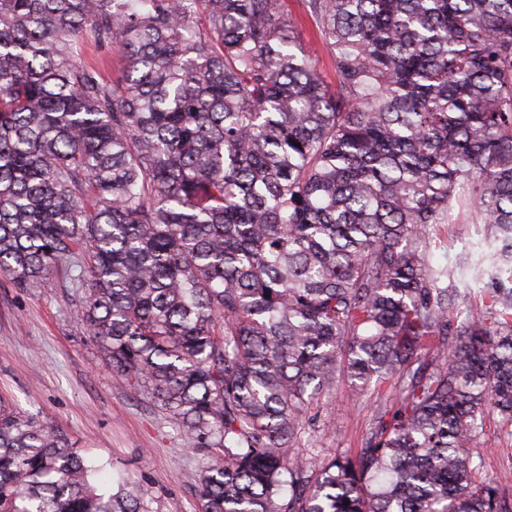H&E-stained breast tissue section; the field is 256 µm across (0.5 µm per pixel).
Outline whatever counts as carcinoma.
<instances>
[{
  "label": "carcinoma",
  "instance_id": "cac0c4a2",
  "mask_svg": "<svg viewBox=\"0 0 512 512\" xmlns=\"http://www.w3.org/2000/svg\"><path fill=\"white\" fill-rule=\"evenodd\" d=\"M305 2L334 85L283 0H0V273L77 272L105 365L210 450L202 512H512L472 451L489 406L512 435V0ZM457 209L484 238L434 267ZM341 377L397 402L314 472ZM103 469L0 398V512H148ZM100 57H104L107 61L104 70V75L107 79L116 80L123 75L126 67V61L119 51L112 49L109 52H104L94 45L87 46L85 51V60L87 63L96 65Z\"/></svg>",
  "mask_w": 512,
  "mask_h": 512
}]
</instances>
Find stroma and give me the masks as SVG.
<instances>
[{"label": "stroma", "mask_w": 512, "mask_h": 512, "mask_svg": "<svg viewBox=\"0 0 512 512\" xmlns=\"http://www.w3.org/2000/svg\"><path fill=\"white\" fill-rule=\"evenodd\" d=\"M483 231V225L466 221L434 226L432 264H450ZM348 393L342 379L313 401L291 455L327 460L341 451L357 452L380 412L397 398L392 392L354 402ZM0 395L62 430L87 458L110 463L113 474H133L150 512H200L199 491L186 475L205 463L206 451L193 450L169 412L102 365L66 267L25 290L0 275ZM476 448L479 480L512 495V436L498 414L486 418Z\"/></svg>", "instance_id": "stroma-1"}]
</instances>
